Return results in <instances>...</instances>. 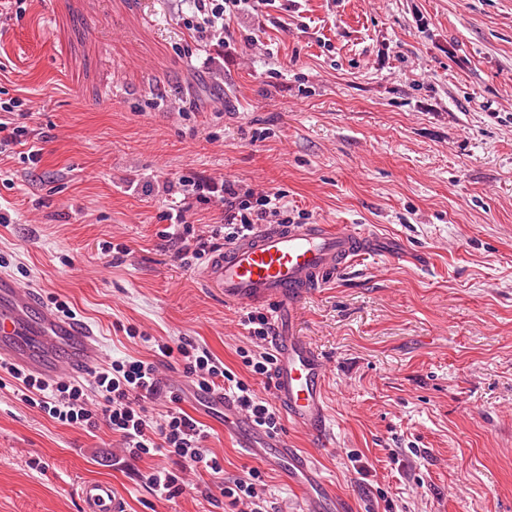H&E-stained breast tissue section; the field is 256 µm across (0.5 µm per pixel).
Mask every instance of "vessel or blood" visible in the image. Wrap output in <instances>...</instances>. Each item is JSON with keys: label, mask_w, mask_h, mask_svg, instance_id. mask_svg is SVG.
Returning <instances> with one entry per match:
<instances>
[{"label": "vessel or blood", "mask_w": 512, "mask_h": 512, "mask_svg": "<svg viewBox=\"0 0 512 512\" xmlns=\"http://www.w3.org/2000/svg\"><path fill=\"white\" fill-rule=\"evenodd\" d=\"M374 246V239L341 226L263 224L215 252L201 277L225 301L291 309ZM271 349L277 406L295 426L329 437L321 361L291 332L274 336ZM0 357L44 378L79 377L100 361V338L91 324L60 317L35 289L0 272ZM223 405L224 427L236 433L246 455L286 471L295 484L315 488L304 512H347L311 457L291 448L287 437L253 425L231 399ZM77 497L80 512H126L123 497L106 482L82 483Z\"/></svg>", "instance_id": "obj_1"}]
</instances>
